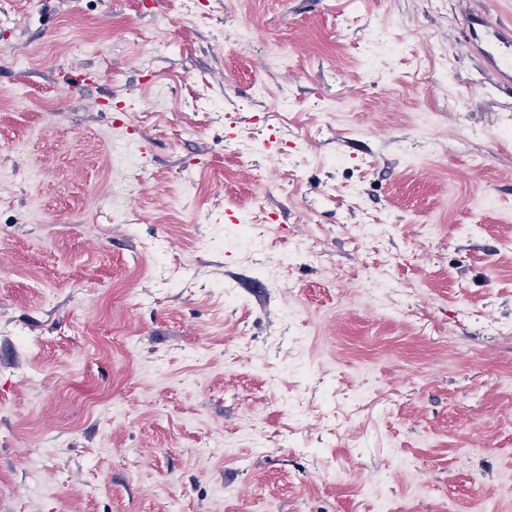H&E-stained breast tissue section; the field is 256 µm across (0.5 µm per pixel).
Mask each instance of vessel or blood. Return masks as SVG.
Returning <instances> with one entry per match:
<instances>
[{
    "label": "vessel or blood",
    "instance_id": "vessel-or-blood-1",
    "mask_svg": "<svg viewBox=\"0 0 512 512\" xmlns=\"http://www.w3.org/2000/svg\"><path fill=\"white\" fill-rule=\"evenodd\" d=\"M468 38L501 88L512 92V28L506 24H489L479 14L469 15L465 22Z\"/></svg>",
    "mask_w": 512,
    "mask_h": 512
}]
</instances>
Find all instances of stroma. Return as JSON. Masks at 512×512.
<instances>
[{
    "label": "stroma",
    "instance_id": "stroma-1",
    "mask_svg": "<svg viewBox=\"0 0 512 512\" xmlns=\"http://www.w3.org/2000/svg\"><path fill=\"white\" fill-rule=\"evenodd\" d=\"M203 2L0 0V512H512V0ZM469 42L476 45L498 85L512 92V28L505 23L490 25L479 14H470L464 22Z\"/></svg>",
    "mask_w": 512,
    "mask_h": 512
}]
</instances>
